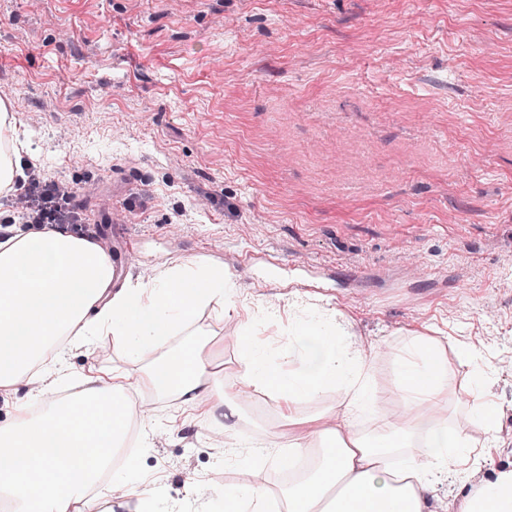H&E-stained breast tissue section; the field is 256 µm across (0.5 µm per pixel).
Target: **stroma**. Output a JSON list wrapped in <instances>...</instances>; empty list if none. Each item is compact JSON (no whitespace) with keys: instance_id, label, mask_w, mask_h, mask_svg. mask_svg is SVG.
<instances>
[{"instance_id":"1","label":"stroma","mask_w":512,"mask_h":512,"mask_svg":"<svg viewBox=\"0 0 512 512\" xmlns=\"http://www.w3.org/2000/svg\"><path fill=\"white\" fill-rule=\"evenodd\" d=\"M34 132L30 171L85 186L104 245L133 240L126 279L192 258L240 298L332 303L373 382L433 326L480 340L512 430V0H0V99ZM238 372L236 324L204 312ZM130 373L151 446L125 440L157 512H219L190 491L274 453L215 443L179 399H153L113 344L73 350L69 382Z\"/></svg>"}]
</instances>
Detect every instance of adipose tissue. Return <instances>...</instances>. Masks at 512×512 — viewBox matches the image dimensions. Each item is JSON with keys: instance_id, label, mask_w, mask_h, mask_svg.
I'll return each mask as SVG.
<instances>
[{"instance_id": "obj_1", "label": "adipose tissue", "mask_w": 512, "mask_h": 512, "mask_svg": "<svg viewBox=\"0 0 512 512\" xmlns=\"http://www.w3.org/2000/svg\"><path fill=\"white\" fill-rule=\"evenodd\" d=\"M36 155L32 140L19 135L12 104L0 100V189L13 188L24 158ZM208 310L234 320L240 345L241 373L219 388L211 381L219 347L191 337ZM262 312L240 302L233 275L207 261L117 288L112 259L98 241L15 228L0 242V391L56 386L69 350L109 340L141 364L145 388L183 399L216 440L236 436L242 388L276 402L282 460L308 458L312 466L276 495L260 483L193 485L197 499L222 512H272L276 504L282 512H437L435 491L443 482L455 485L458 512H512V467L489 479L472 474L488 456L476 433L497 428L483 374L472 375L465 427L449 426L440 414L451 362L472 365L476 351L424 332L411 336L395 363V392H380L371 385L372 356L341 310L290 296L277 354L254 332ZM263 313L275 317L279 310ZM129 378L122 370L91 371L76 398L50 399L40 415L18 408L0 425V495L13 512H93L86 489L141 413L128 394ZM328 393L335 405L320 406ZM395 398L404 408L400 419L383 408ZM363 417L376 421L380 443L358 429ZM124 468L125 476L101 491L107 512H154L152 495L132 476L134 461Z\"/></svg>"}]
</instances>
